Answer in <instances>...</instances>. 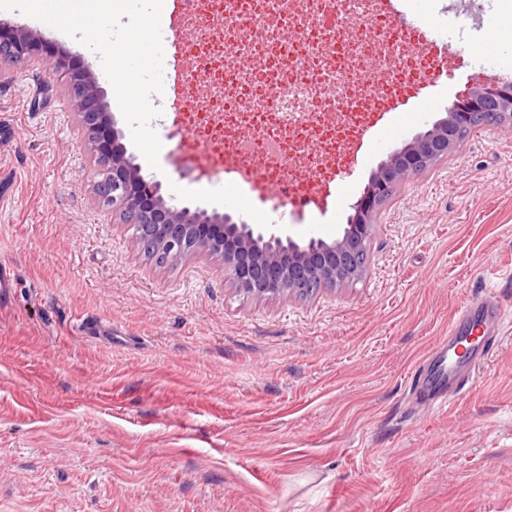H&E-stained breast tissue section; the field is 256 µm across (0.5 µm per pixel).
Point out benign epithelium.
<instances>
[{
    "label": "benign epithelium",
    "instance_id": "benign-epithelium-1",
    "mask_svg": "<svg viewBox=\"0 0 512 512\" xmlns=\"http://www.w3.org/2000/svg\"><path fill=\"white\" fill-rule=\"evenodd\" d=\"M32 56L33 38L25 28L0 39V78ZM65 91L78 110L84 141L94 153L99 206L134 228L140 251H154L171 263L188 255L215 259L234 287L255 302L361 279L376 218L396 187L448 156L459 132L512 124V87L475 84L467 97L451 103L446 117L380 164L352 204L353 213L342 236L329 242L311 238L301 245L284 233L239 224L229 213L173 204L161 193V183L145 179L140 165L124 149L108 152L99 147V128L111 123V118L104 112L97 79L90 74L71 77Z\"/></svg>",
    "mask_w": 512,
    "mask_h": 512
}]
</instances>
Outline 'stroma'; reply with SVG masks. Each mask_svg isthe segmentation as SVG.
Returning <instances> with one entry per match:
<instances>
[{
	"label": "stroma",
	"mask_w": 512,
	"mask_h": 512,
	"mask_svg": "<svg viewBox=\"0 0 512 512\" xmlns=\"http://www.w3.org/2000/svg\"><path fill=\"white\" fill-rule=\"evenodd\" d=\"M447 31L512 0H403ZM35 61L0 80V512H512V316L448 409L417 406L411 375L456 320L512 271V127L469 134L379 211L365 275L256 303L202 259L159 265L94 200V157L65 77L94 74L137 155L99 57L43 21ZM484 70L429 88L430 106L337 169L325 211L289 218L295 241L333 240L388 155L443 117ZM179 206L265 226L238 188L176 161L172 112L151 122Z\"/></svg>",
	"instance_id": "1"
}]
</instances>
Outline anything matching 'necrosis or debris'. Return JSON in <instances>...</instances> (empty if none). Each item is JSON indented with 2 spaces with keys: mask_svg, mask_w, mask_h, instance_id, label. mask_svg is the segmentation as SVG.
<instances>
[{
  "mask_svg": "<svg viewBox=\"0 0 512 512\" xmlns=\"http://www.w3.org/2000/svg\"><path fill=\"white\" fill-rule=\"evenodd\" d=\"M377 0H185L190 38L179 82V123L193 134L183 166L217 184L259 168L279 186L265 204L316 195L374 116L401 98L430 63L394 32ZM255 55L262 70L237 74ZM387 80L369 87L367 67ZM256 130L244 140L245 130Z\"/></svg>",
  "mask_w": 512,
  "mask_h": 512,
  "instance_id": "1",
  "label": "necrosis or debris"
}]
</instances>
